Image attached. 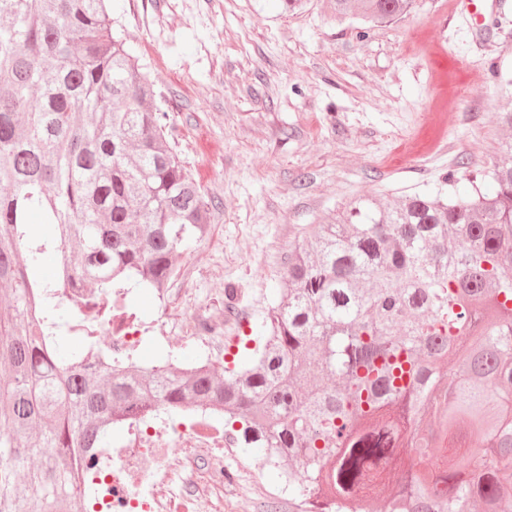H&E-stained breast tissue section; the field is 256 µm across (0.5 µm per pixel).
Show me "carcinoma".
<instances>
[{
	"label": "carcinoma",
	"mask_w": 512,
	"mask_h": 512,
	"mask_svg": "<svg viewBox=\"0 0 512 512\" xmlns=\"http://www.w3.org/2000/svg\"><path fill=\"white\" fill-rule=\"evenodd\" d=\"M415 0H333L393 21ZM110 0H0V512H87L88 448L157 409L219 406L307 512H362L410 448L388 512L512 501V139L450 197H359L302 232L283 291L220 374L113 358L71 305L167 287L211 209ZM57 259L55 277L41 274Z\"/></svg>",
	"instance_id": "carcinoma-1"
}]
</instances>
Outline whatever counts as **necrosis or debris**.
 Returning <instances> with one entry per match:
<instances>
[{
  "mask_svg": "<svg viewBox=\"0 0 512 512\" xmlns=\"http://www.w3.org/2000/svg\"><path fill=\"white\" fill-rule=\"evenodd\" d=\"M72 331L78 336L107 337L112 352L129 358L143 339L141 323L120 304L91 321L76 313ZM123 443L89 449L92 484L87 489L94 512H205L201 501L172 487L169 450L173 443L206 457L212 483L224 478V446L230 440L213 408H195L189 422L175 426L148 424L139 418L126 420Z\"/></svg>",
  "mask_w": 512,
  "mask_h": 512,
  "instance_id": "necrosis-or-debris-1",
  "label": "necrosis or debris"
}]
</instances>
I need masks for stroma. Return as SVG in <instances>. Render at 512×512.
Listing matches in <instances>:
<instances>
[{
	"label": "stroma",
	"instance_id": "obj_1",
	"mask_svg": "<svg viewBox=\"0 0 512 512\" xmlns=\"http://www.w3.org/2000/svg\"><path fill=\"white\" fill-rule=\"evenodd\" d=\"M112 22L161 92L174 141L212 211L207 237L177 263L166 298L139 294L144 321L221 323L253 336L304 228L349 199L390 202L458 189L489 170L512 107V0L475 40L454 0H415L366 29L328 0H114ZM235 284L234 310L224 287ZM204 360L200 343L144 336L139 360ZM257 448L224 451V512H303L302 496Z\"/></svg>",
	"mask_w": 512,
	"mask_h": 512
}]
</instances>
